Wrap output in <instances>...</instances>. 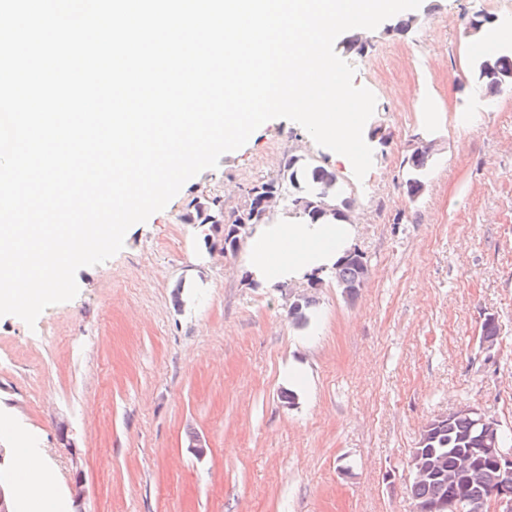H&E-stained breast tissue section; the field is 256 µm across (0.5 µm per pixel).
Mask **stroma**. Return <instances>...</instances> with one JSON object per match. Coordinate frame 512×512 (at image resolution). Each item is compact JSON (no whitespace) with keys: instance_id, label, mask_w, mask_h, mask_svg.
Returning <instances> with one entry per match:
<instances>
[{"instance_id":"obj_1","label":"stroma","mask_w":512,"mask_h":512,"mask_svg":"<svg viewBox=\"0 0 512 512\" xmlns=\"http://www.w3.org/2000/svg\"><path fill=\"white\" fill-rule=\"evenodd\" d=\"M478 12L511 21L512 0H422L409 33L390 18L363 51L336 44L376 97L367 128L385 136L364 179L299 124L270 120L79 269L73 300L31 327L0 317V448L20 430L46 449L63 505L81 472L86 512H413L408 462L427 421L468 405L512 437V89L469 91ZM464 112L480 122L458 124ZM420 138L435 152L412 200L403 160ZM292 156L334 169L352 202V247L372 271L355 298L331 276L257 287L240 253L209 251V226L184 221L212 199L233 216ZM307 291L315 323L302 330L289 304ZM290 363L303 377L292 407Z\"/></svg>"}]
</instances>
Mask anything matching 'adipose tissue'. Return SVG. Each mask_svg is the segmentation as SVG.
<instances>
[{"label": "adipose tissue", "mask_w": 512, "mask_h": 512, "mask_svg": "<svg viewBox=\"0 0 512 512\" xmlns=\"http://www.w3.org/2000/svg\"><path fill=\"white\" fill-rule=\"evenodd\" d=\"M355 229L350 224H313L295 211H281L254 227L242 260L258 287L275 289L307 276L331 272L349 249ZM21 486L38 503L52 502L56 483L44 452L13 451Z\"/></svg>", "instance_id": "adipose-tissue-1"}]
</instances>
